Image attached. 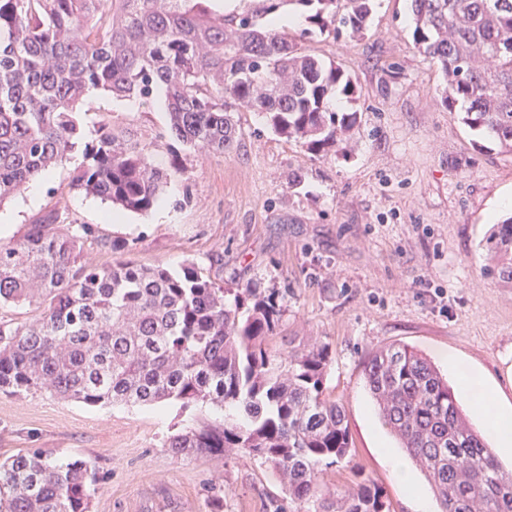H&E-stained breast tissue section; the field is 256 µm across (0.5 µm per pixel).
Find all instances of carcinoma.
<instances>
[{"label":"carcinoma","mask_w":512,"mask_h":512,"mask_svg":"<svg viewBox=\"0 0 512 512\" xmlns=\"http://www.w3.org/2000/svg\"><path fill=\"white\" fill-rule=\"evenodd\" d=\"M211 0H0V202L84 146L72 185L122 208L149 211L171 173L152 144L103 124L89 135L77 107L90 90L145 103L165 88L170 137L222 154L241 131L234 108L263 114L313 156L337 153L356 114L331 107L355 85L344 68L288 31L263 23L288 6L321 35H359L373 0H253L232 15ZM411 39L448 76L441 99L512 152V0H411ZM49 214L0 240V307L37 305L24 325L0 323V390H46L89 406L231 407L237 419L172 437L177 454L237 451L287 481L288 500L317 497L324 471L348 461L344 408L324 395L328 346L268 345L282 315L276 291L226 289L194 263L172 272L131 260L102 265L84 251L89 224L69 233ZM487 276L512 283V216L494 225ZM380 418L415 461L437 512H512V472L473 428L448 380L404 344L365 366ZM94 465L41 452L0 461V512H90ZM314 512H389L361 482Z\"/></svg>","instance_id":"cac0c4a2"}]
</instances>
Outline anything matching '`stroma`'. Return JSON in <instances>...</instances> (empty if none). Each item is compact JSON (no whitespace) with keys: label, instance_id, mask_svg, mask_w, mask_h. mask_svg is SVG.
<instances>
[{"label":"stroma","instance_id":"1","mask_svg":"<svg viewBox=\"0 0 512 512\" xmlns=\"http://www.w3.org/2000/svg\"><path fill=\"white\" fill-rule=\"evenodd\" d=\"M410 26V0H376L363 34L311 41L356 87L354 98H336L339 112L357 115L346 152L311 155L245 110L229 153H173L162 97L128 108L93 90L80 106L87 127L106 123L155 141V165L182 166L153 208L105 220L111 203L71 183L78 151L41 180L36 198L0 202L10 218L0 223L5 241L54 211L60 228L89 224L127 241L126 257L138 264L176 271L192 262L232 290L276 289L284 312L273 345L329 347L325 393L344 406L353 448L324 475L331 495L365 479L383 490L389 512L416 508L388 463L402 450L366 382L371 353L408 345L512 405V284L483 274L488 216L512 212V153L441 105L447 78L414 49ZM236 415L208 404L88 407L0 392V461L39 451L93 462L101 481L91 512H269L284 490L268 465L168 446L174 434Z\"/></svg>","mask_w":512,"mask_h":512}]
</instances>
